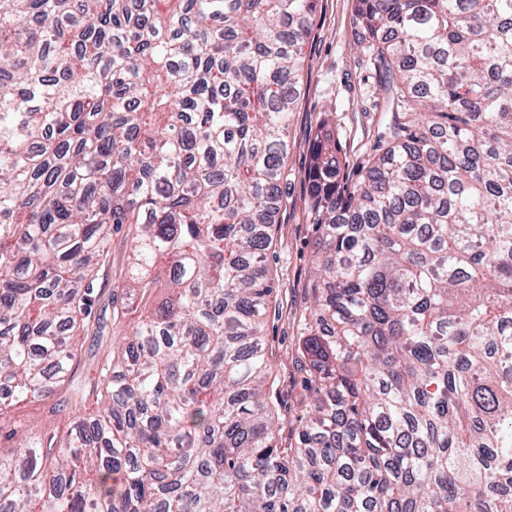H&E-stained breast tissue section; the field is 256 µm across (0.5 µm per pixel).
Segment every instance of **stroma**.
<instances>
[{
	"label": "stroma",
	"instance_id": "obj_1",
	"mask_svg": "<svg viewBox=\"0 0 512 512\" xmlns=\"http://www.w3.org/2000/svg\"><path fill=\"white\" fill-rule=\"evenodd\" d=\"M357 0H318L311 32L302 49L304 84L288 127V180L267 263L273 294L265 322L276 390L278 436L293 437L302 424L304 395L303 320L311 311V283L317 267L320 233L307 206L311 150L322 122L336 132L347 180L357 179L366 162L385 144L392 119L385 80L361 40ZM130 227L113 230L110 249L94 274L89 317L74 332L75 369L57 398L18 403L0 415V433L20 430L32 436L65 438L71 418L56 399L96 384L98 370L112 345L143 315L145 303L130 290ZM123 311L114 319V311Z\"/></svg>",
	"mask_w": 512,
	"mask_h": 512
}]
</instances>
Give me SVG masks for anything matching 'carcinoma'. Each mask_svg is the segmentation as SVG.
Wrapping results in <instances>:
<instances>
[{
    "label": "carcinoma",
    "mask_w": 512,
    "mask_h": 512,
    "mask_svg": "<svg viewBox=\"0 0 512 512\" xmlns=\"http://www.w3.org/2000/svg\"><path fill=\"white\" fill-rule=\"evenodd\" d=\"M317 0H0V412L54 397L112 225L141 298L0 512H512V0H361L398 120L308 195L323 265L279 440L261 330ZM167 260L157 270V258Z\"/></svg>",
    "instance_id": "cac0c4a2"
}]
</instances>
